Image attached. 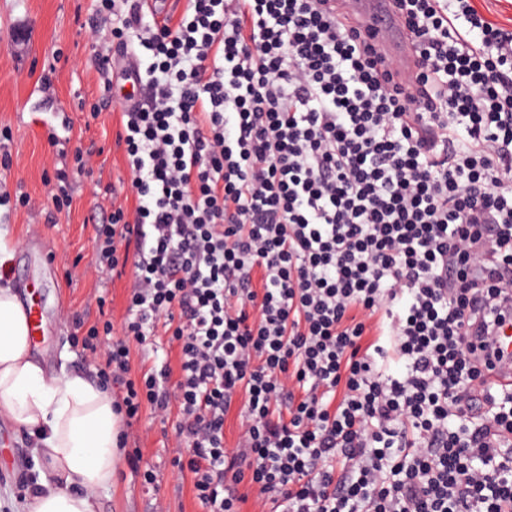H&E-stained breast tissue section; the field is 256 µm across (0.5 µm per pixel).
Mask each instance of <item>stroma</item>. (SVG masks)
<instances>
[{"label": "stroma", "mask_w": 512, "mask_h": 512, "mask_svg": "<svg viewBox=\"0 0 512 512\" xmlns=\"http://www.w3.org/2000/svg\"><path fill=\"white\" fill-rule=\"evenodd\" d=\"M92 9V0H0V128L11 131L0 139V239L12 249L7 277L14 290L40 283L46 334L33 356L50 370L81 371L95 381L99 374L73 341L72 322L90 325L105 313L118 323L125 313L130 279L97 270L93 227L105 223L111 203H125L131 183L118 117L94 120L80 108L100 95L96 53L118 54L112 45L96 50L80 31ZM91 145L99 149L91 174L73 177L70 211L48 223L47 177ZM22 194L30 204L15 208ZM177 420L174 410L164 420L142 413L128 445L140 449L157 481L144 486L122 464L111 487L97 492L98 512H204L189 475L172 464ZM36 475L29 438L1 419L0 512H12Z\"/></svg>", "instance_id": "obj_1"}]
</instances>
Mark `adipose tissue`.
Returning <instances> with one entry per match:
<instances>
[{
	"instance_id": "obj_1",
	"label": "adipose tissue",
	"mask_w": 512,
	"mask_h": 512,
	"mask_svg": "<svg viewBox=\"0 0 512 512\" xmlns=\"http://www.w3.org/2000/svg\"><path fill=\"white\" fill-rule=\"evenodd\" d=\"M0 416L30 437L46 470L23 512H97L96 492L121 463V419L111 393L84 375L51 374L30 353L26 317L0 284Z\"/></svg>"
}]
</instances>
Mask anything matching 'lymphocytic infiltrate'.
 <instances>
[{"instance_id":"f902f5d3","label":"lymphocytic infiltrate","mask_w":512,"mask_h":512,"mask_svg":"<svg viewBox=\"0 0 512 512\" xmlns=\"http://www.w3.org/2000/svg\"><path fill=\"white\" fill-rule=\"evenodd\" d=\"M329 0H95V43L144 56L122 104L134 206L96 225L131 275L81 338L126 421L179 411L205 512H512V391L476 320L512 296V31L472 0H394L410 81ZM90 152L56 169L49 221ZM168 337L178 368L132 376ZM402 363L400 374L381 362ZM238 410L235 447L224 421Z\"/></svg>"}]
</instances>
